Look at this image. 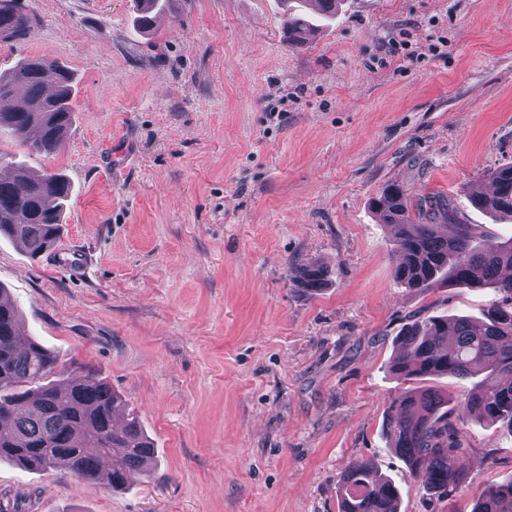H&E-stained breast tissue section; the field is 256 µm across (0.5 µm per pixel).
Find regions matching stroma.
<instances>
[{"mask_svg": "<svg viewBox=\"0 0 512 512\" xmlns=\"http://www.w3.org/2000/svg\"><path fill=\"white\" fill-rule=\"evenodd\" d=\"M0 71L44 55L78 77L64 148L0 152L73 185L60 238L34 259L0 238V287L56 375L94 371L158 461L110 489L0 462V500L29 512H338L370 460L400 512H471L512 478V429L470 417L464 479L437 496L381 435L402 385L404 324L480 317L488 288L397 284L384 187L446 201L476 233L512 222L473 203L512 165V0H342L289 44L279 0H18ZM88 257L76 273L71 254ZM324 262L304 294L294 273ZM14 0L0 1V36L21 38L26 35L32 23L28 13L13 5ZM139 3L138 23L144 32H151L156 25V18L167 9L166 4L170 0H137Z\"/></svg>", "mask_w": 512, "mask_h": 512, "instance_id": "stroma-1", "label": "stroma"}]
</instances>
